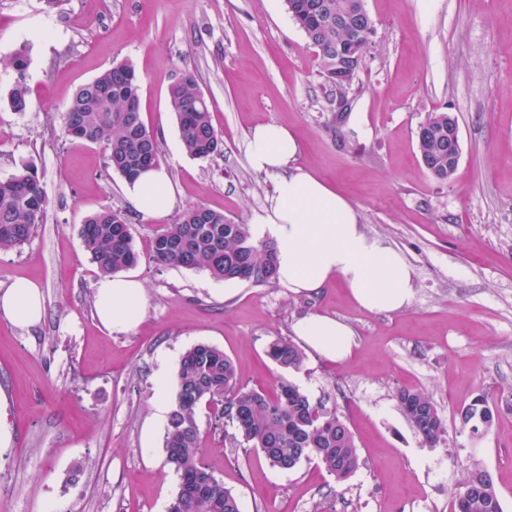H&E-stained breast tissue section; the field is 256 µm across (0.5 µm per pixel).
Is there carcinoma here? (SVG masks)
Instances as JSON below:
<instances>
[{
  "label": "carcinoma",
  "mask_w": 512,
  "mask_h": 512,
  "mask_svg": "<svg viewBox=\"0 0 512 512\" xmlns=\"http://www.w3.org/2000/svg\"><path fill=\"white\" fill-rule=\"evenodd\" d=\"M287 13L317 49L319 67L341 98L358 72L336 67V51L349 42V29L338 18L349 15L354 0H284ZM29 44L22 42L4 61L16 73L6 96L13 112L26 111L29 88L24 74ZM195 75L185 74L169 89V104L176 114L184 151L195 159L222 153L223 140L212 122L209 104ZM140 79L129 62L113 65L75 90L63 116L64 135L81 143H104L108 164L127 182L144 169L143 161H159V143L144 124L139 106ZM427 122L434 134L416 142L420 154L433 160L429 174L448 181V156L440 148L448 142V115L435 112ZM49 201L32 164L0 179V251L26 243L44 223ZM84 249L104 274H114L135 264L137 253L127 217L117 210L88 216L80 228ZM152 261L172 268L198 269L225 282L267 285L277 280V248L270 239H257L247 224H235L223 213L203 205L191 206L172 224L156 232ZM267 356L283 374L272 393L251 388L237 374L224 351L197 344L178 365L175 399L168 416L164 448L179 484L199 481L208 496L200 500L176 493L166 512H241L238 497L224 487L203 460L198 409L212 406L213 431L245 448H257L271 466L292 470L303 461L320 462L337 482H345L360 468L355 437L344 417L314 401L288 378L304 366V355L282 337L267 347ZM396 400L411 427L428 445H436L448 432L447 423L432 398L413 388H401ZM466 476L455 496L469 490L464 512H503L490 474L479 465L465 467Z\"/></svg>",
  "instance_id": "obj_1"
}]
</instances>
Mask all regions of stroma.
<instances>
[{
  "label": "stroma",
  "instance_id": "35a3bbf8",
  "mask_svg": "<svg viewBox=\"0 0 512 512\" xmlns=\"http://www.w3.org/2000/svg\"><path fill=\"white\" fill-rule=\"evenodd\" d=\"M376 23L345 122L314 48L284 0H0V59L31 44L26 112L0 102V178L30 162L49 200L47 217L19 248L0 252V289L39 285L41 322L0 315V512H165L179 479L166 461V419L156 418L157 377L174 383L182 354L205 343L229 355L249 386L273 387L265 355L293 338L310 313L344 319L349 357L306 354L293 381L343 415L361 465L337 484L317 461L272 467L235 447L199 410L204 461L241 512H451L462 467L492 477L512 512V0H366ZM131 62L140 109L158 138L175 207L140 212L102 144L65 137L74 91L111 65ZM194 74L223 139L220 155L188 156L168 103ZM459 122L454 177L434 179L416 147L430 113ZM260 123L293 131L297 163L357 210L365 231L412 269L414 299L398 313L356 306L342 283L297 295L280 284L224 282L164 267L151 240L189 206L255 224L272 177L246 160ZM126 214L138 253L127 275L145 287V314L129 330L104 327L94 308L101 274L79 229L89 214ZM410 387L437 403L444 440L424 445L395 393ZM495 410L481 437L458 411L478 396ZM81 468L77 485L67 473Z\"/></svg>",
  "mask_w": 512,
  "mask_h": 512
}]
</instances>
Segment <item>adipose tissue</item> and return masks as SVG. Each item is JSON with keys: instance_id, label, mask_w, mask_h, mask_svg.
Masks as SVG:
<instances>
[{"instance_id": "adipose-tissue-1", "label": "adipose tissue", "mask_w": 512, "mask_h": 512, "mask_svg": "<svg viewBox=\"0 0 512 512\" xmlns=\"http://www.w3.org/2000/svg\"><path fill=\"white\" fill-rule=\"evenodd\" d=\"M300 144L288 128L271 123L253 126L248 135L247 162L257 172L275 176L274 194L259 217L260 231L276 244L278 281L295 294H310L342 280L352 301L375 313H396L413 301L412 272L400 253L367 234L359 214L340 194L296 160ZM126 192L142 212L158 215L171 209L175 194L167 175L151 168L128 184ZM95 312L113 331L138 324L145 313L143 283L133 277L100 278ZM0 313L22 327L43 318L39 286L16 279L0 291ZM306 346L338 361L348 357L353 332L342 320L308 314L293 326Z\"/></svg>"}]
</instances>
